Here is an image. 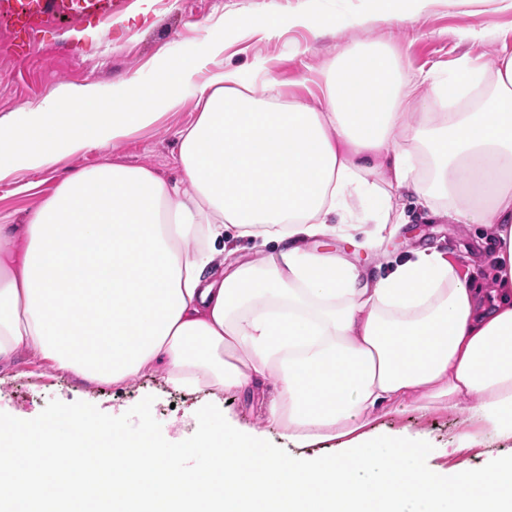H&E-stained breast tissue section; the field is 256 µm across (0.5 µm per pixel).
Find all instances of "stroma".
Here are the masks:
<instances>
[{
    "label": "stroma",
    "instance_id": "1",
    "mask_svg": "<svg viewBox=\"0 0 512 512\" xmlns=\"http://www.w3.org/2000/svg\"><path fill=\"white\" fill-rule=\"evenodd\" d=\"M296 12L328 25L327 34L288 25L272 36L239 29L244 20ZM487 18L495 24L491 34L478 41L468 39L469 30ZM210 41L224 44V54L212 62V69H245L259 84L273 75L284 98L315 105L320 72L359 43H388L413 69L441 76L465 56L493 65L502 49L512 50V0H458L453 6L448 0H427L417 23L406 26L387 22L376 0H124L122 10L107 19L55 20L33 36L0 23V114L38 104L61 85L93 83L108 93L135 72L155 79L162 64L192 60ZM198 112L195 95L185 92L177 109L166 112L154 126L134 132L109 153L90 150L19 180H0V224L23 223L28 210L74 170L108 160L143 165L167 181H177L179 132L195 121ZM24 181L30 182V190H21ZM406 211L408 224L378 250L355 248L339 236L320 238L316 247L345 257L376 278L390 272L394 262L429 246L448 254L461 275L488 278L491 244L478 239L474 226L429 220L412 205ZM64 413L130 432L148 422L162 448L174 440L192 444L199 420L211 417L227 420L240 431H264L268 448L284 459L321 461L342 451L337 439L294 447L278 430L265 426L251 397L235 391L178 390L148 371L121 385L93 382L33 355L17 357L0 372V421L40 425ZM466 425L458 411L422 412L406 406L378 412L367 431L381 442L407 433L424 435L428 446L414 461L424 470L483 473L492 462L512 457L511 443L453 452L452 441Z\"/></svg>",
    "mask_w": 512,
    "mask_h": 512
}]
</instances>
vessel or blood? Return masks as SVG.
I'll return each instance as SVG.
<instances>
[{
  "label": "vessel or blood",
  "mask_w": 512,
  "mask_h": 512,
  "mask_svg": "<svg viewBox=\"0 0 512 512\" xmlns=\"http://www.w3.org/2000/svg\"><path fill=\"white\" fill-rule=\"evenodd\" d=\"M121 0H0V15L22 26L58 15L104 17L116 13Z\"/></svg>",
  "instance_id": "vessel-or-blood-1"
}]
</instances>
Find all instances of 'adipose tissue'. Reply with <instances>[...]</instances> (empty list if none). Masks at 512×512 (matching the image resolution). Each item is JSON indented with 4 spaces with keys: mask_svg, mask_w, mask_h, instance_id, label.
Returning <instances> with one entry per match:
<instances>
[{
    "mask_svg": "<svg viewBox=\"0 0 512 512\" xmlns=\"http://www.w3.org/2000/svg\"><path fill=\"white\" fill-rule=\"evenodd\" d=\"M223 52L212 43L155 80L131 75L108 98L63 85L0 115L4 179L109 150L185 89L200 109L179 138V182L105 162L62 180L25 223L0 224V364L31 353L90 381L149 370L250 395L272 375L264 423L296 447L341 439L348 451L303 466L262 432L206 419L163 460L147 430L0 422V512L38 500L98 512L103 478L111 512H512V463L445 477L412 466L423 436L382 453L365 431L412 404L463 411L457 451L512 441V54L489 70L461 59L441 81L362 44L322 71L315 108L281 99L275 78L258 89L244 70L209 71ZM475 89L476 107L430 109ZM405 194L432 219L490 231L492 287L431 248L376 279L309 248L342 235L377 249L407 223L392 204ZM229 236L278 249L243 262ZM82 440L112 448L108 468L66 458ZM197 447L207 471L169 466Z\"/></svg>",
    "mask_w": 512,
    "mask_h": 512,
    "instance_id": "adipose-tissue-1",
    "label": "adipose tissue"
}]
</instances>
